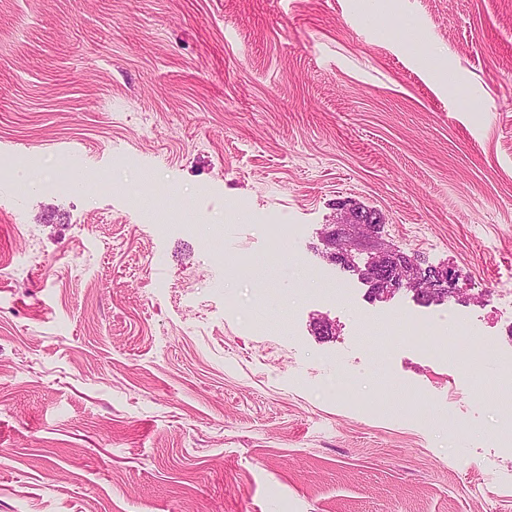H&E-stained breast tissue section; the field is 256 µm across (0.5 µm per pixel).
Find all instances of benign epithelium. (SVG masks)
Instances as JSON below:
<instances>
[{
  "label": "benign epithelium",
  "mask_w": 512,
  "mask_h": 512,
  "mask_svg": "<svg viewBox=\"0 0 512 512\" xmlns=\"http://www.w3.org/2000/svg\"><path fill=\"white\" fill-rule=\"evenodd\" d=\"M377 215L358 208H349L336 224L328 225L323 243L328 250V258L343 267H354L369 285L373 300L384 302L400 290L422 296L423 286L437 284L436 273L424 270L418 276H407L394 272L386 274L395 258L391 249L379 241L375 234Z\"/></svg>",
  "instance_id": "obj_1"
}]
</instances>
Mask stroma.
Wrapping results in <instances>:
<instances>
[{
	"mask_svg": "<svg viewBox=\"0 0 512 512\" xmlns=\"http://www.w3.org/2000/svg\"><path fill=\"white\" fill-rule=\"evenodd\" d=\"M20 150L112 189L0 180V512H512V0H0ZM348 203L461 300L371 302ZM77 185L86 193L100 194L111 191L112 180L109 172L98 170L81 175Z\"/></svg>",
	"mask_w": 512,
	"mask_h": 512,
	"instance_id": "obj_1",
	"label": "stroma"
}]
</instances>
